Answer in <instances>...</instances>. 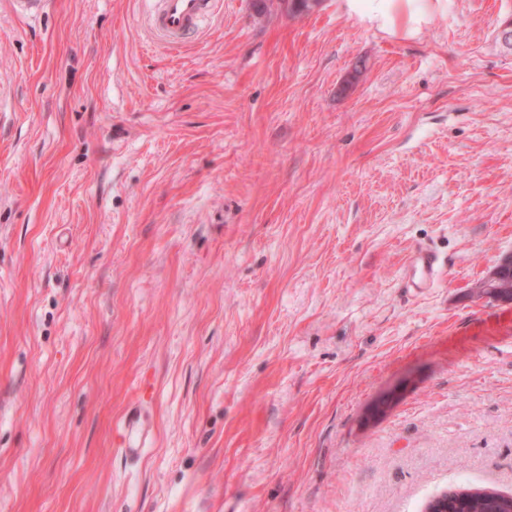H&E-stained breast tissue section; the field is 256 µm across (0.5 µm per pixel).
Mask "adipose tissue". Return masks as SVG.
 <instances>
[{"instance_id": "adipose-tissue-1", "label": "adipose tissue", "mask_w": 512, "mask_h": 512, "mask_svg": "<svg viewBox=\"0 0 512 512\" xmlns=\"http://www.w3.org/2000/svg\"><path fill=\"white\" fill-rule=\"evenodd\" d=\"M348 16L390 38L413 39L434 15L445 11L447 0H338Z\"/></svg>"}]
</instances>
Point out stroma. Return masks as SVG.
Returning <instances> with one entry per match:
<instances>
[{
  "mask_svg": "<svg viewBox=\"0 0 512 512\" xmlns=\"http://www.w3.org/2000/svg\"><path fill=\"white\" fill-rule=\"evenodd\" d=\"M254 4L175 54L150 0H0V512L512 495V303L472 291L512 255V0L401 41ZM441 275L438 255L428 246L418 245L406 260L401 278L402 287L410 292L423 293L433 288ZM146 413V401L142 396L128 408L117 430L115 447L127 459H138L151 441V431L145 420Z\"/></svg>",
  "mask_w": 512,
  "mask_h": 512,
  "instance_id": "1",
  "label": "stroma"
}]
</instances>
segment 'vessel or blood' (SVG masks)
Listing matches in <instances>:
<instances>
[{
    "label": "vessel or blood",
    "mask_w": 512,
    "mask_h": 512,
    "mask_svg": "<svg viewBox=\"0 0 512 512\" xmlns=\"http://www.w3.org/2000/svg\"><path fill=\"white\" fill-rule=\"evenodd\" d=\"M222 9L223 0H152L146 25L158 43L178 49L199 35L206 18ZM441 275L438 255L428 246L419 245L406 260L401 282L408 291L423 293L433 288ZM146 413L145 400H137L128 408L117 430L115 447L127 459H138L151 440Z\"/></svg>",
    "instance_id": "obj_1"
}]
</instances>
